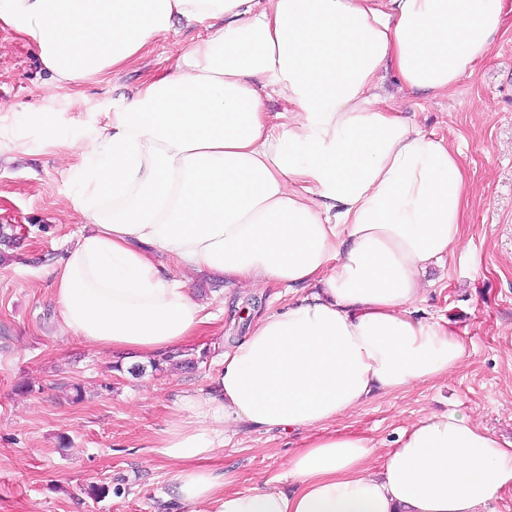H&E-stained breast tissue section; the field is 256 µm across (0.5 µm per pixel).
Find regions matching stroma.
<instances>
[{"instance_id": "1", "label": "stroma", "mask_w": 512, "mask_h": 512, "mask_svg": "<svg viewBox=\"0 0 512 512\" xmlns=\"http://www.w3.org/2000/svg\"><path fill=\"white\" fill-rule=\"evenodd\" d=\"M174 61L163 40L120 73L57 90L33 47L0 29V134L27 142L25 152L0 157V225L11 234L0 239V512H193L171 494L181 465L163 454L164 432L184 396L212 388L227 342L288 303L279 287L258 296L215 276L193 277L196 297L217 320L181 345L190 366L162 372L61 327L50 270L84 224L68 200L81 185L22 115L33 107L57 113L61 135L73 134ZM399 96L423 131L463 153L464 244L415 308L448 320L468 355L448 376L375 395L335 422L337 431L370 439L379 458L402 428L431 413L459 410L512 438V0L490 57L451 96ZM302 445V433L245 426L209 465L231 490L289 489L287 462Z\"/></svg>"}]
</instances>
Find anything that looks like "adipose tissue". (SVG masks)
I'll list each match as a JSON object with an SVG mask.
<instances>
[{
    "mask_svg": "<svg viewBox=\"0 0 512 512\" xmlns=\"http://www.w3.org/2000/svg\"><path fill=\"white\" fill-rule=\"evenodd\" d=\"M503 0H0V29L36 49L56 88L132 65L177 26L171 72L63 138L91 222L52 269L61 321L98 350L152 357L213 317L188 287L210 273L293 300L231 342L209 394L165 431L172 492L214 512H485L512 486V439L461 411L401 430L382 461L332 431L379 392L445 377L460 336L416 316L428 275L464 238L463 153L380 85L445 97L487 59ZM282 109L269 111L267 99ZM181 277H174V270ZM306 432L293 489H224L209 462L239 427Z\"/></svg>",
    "mask_w": 512,
    "mask_h": 512,
    "instance_id": "1",
    "label": "adipose tissue"
}]
</instances>
